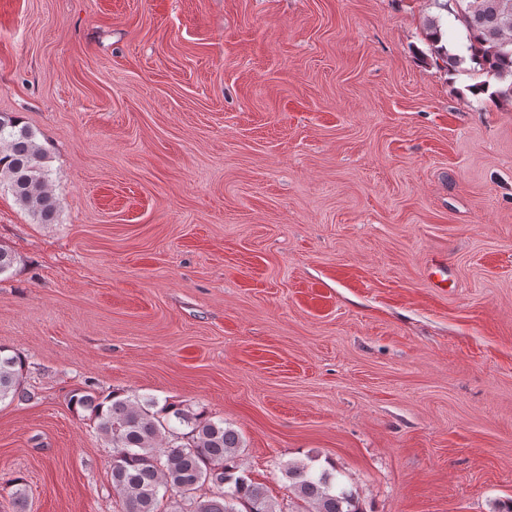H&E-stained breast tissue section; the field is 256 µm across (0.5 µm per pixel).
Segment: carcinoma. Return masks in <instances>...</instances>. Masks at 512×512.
I'll return each instance as SVG.
<instances>
[{
	"instance_id": "cac0c4a2",
	"label": "carcinoma",
	"mask_w": 512,
	"mask_h": 512,
	"mask_svg": "<svg viewBox=\"0 0 512 512\" xmlns=\"http://www.w3.org/2000/svg\"><path fill=\"white\" fill-rule=\"evenodd\" d=\"M459 4L455 18L466 31L471 58L499 83L490 97L512 98V0H459ZM443 36L439 20H428L426 40L435 60L455 68L464 58L441 44ZM46 160V150L27 124L0 115V186L40 224L52 223L57 208ZM24 370L23 356L0 346V404L31 399ZM69 404L88 414L110 444L112 488L122 498L123 512H159L162 493L175 497L172 512H283L265 487L242 469L239 433L205 409L92 389L73 391ZM315 462L311 457L284 465L294 497L289 512H364L336 464ZM205 484L214 492L197 494Z\"/></svg>"
}]
</instances>
